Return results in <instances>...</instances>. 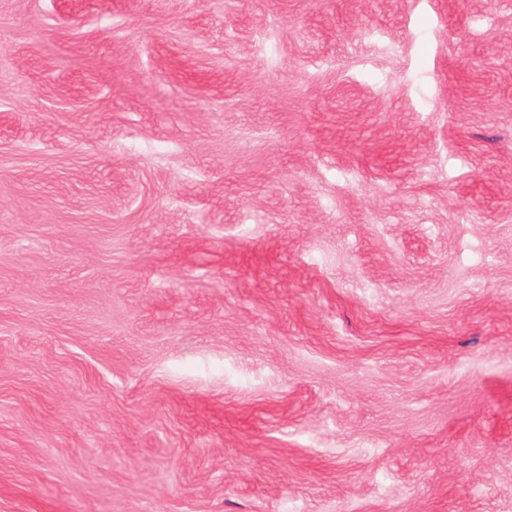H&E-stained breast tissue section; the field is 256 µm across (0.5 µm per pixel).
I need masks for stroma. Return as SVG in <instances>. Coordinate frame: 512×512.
<instances>
[{
  "label": "stroma",
  "mask_w": 512,
  "mask_h": 512,
  "mask_svg": "<svg viewBox=\"0 0 512 512\" xmlns=\"http://www.w3.org/2000/svg\"><path fill=\"white\" fill-rule=\"evenodd\" d=\"M0 512H512V0H0Z\"/></svg>",
  "instance_id": "35a3bbf8"
}]
</instances>
